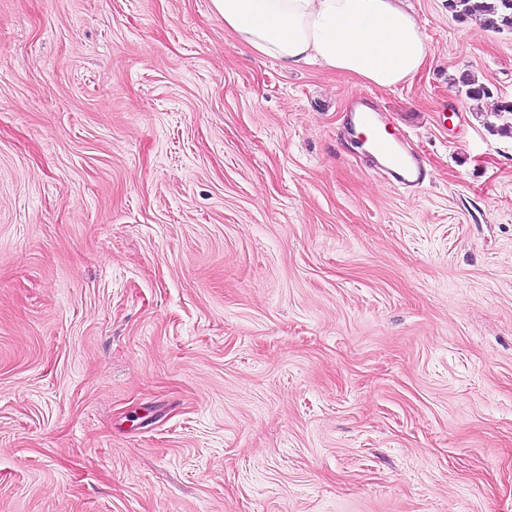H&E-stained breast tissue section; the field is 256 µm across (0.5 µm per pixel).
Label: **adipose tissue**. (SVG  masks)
Returning <instances> with one entry per match:
<instances>
[{"label": "adipose tissue", "mask_w": 512, "mask_h": 512, "mask_svg": "<svg viewBox=\"0 0 512 512\" xmlns=\"http://www.w3.org/2000/svg\"><path fill=\"white\" fill-rule=\"evenodd\" d=\"M225 29L284 69L319 65L379 87L410 82L431 50L404 0H211Z\"/></svg>", "instance_id": "adipose-tissue-1"}]
</instances>
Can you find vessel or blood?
Listing matches in <instances>:
<instances>
[{"label": "vessel or blood", "instance_id": "vessel-or-blood-1", "mask_svg": "<svg viewBox=\"0 0 512 512\" xmlns=\"http://www.w3.org/2000/svg\"><path fill=\"white\" fill-rule=\"evenodd\" d=\"M349 110L357 116L364 130L365 154L368 161H375L377 155L389 157L390 163L384 171L388 179L402 187H419L427 180V170L415 151H404L395 147L392 141L383 137L382 110L373 101L363 96L351 99Z\"/></svg>", "mask_w": 512, "mask_h": 512}]
</instances>
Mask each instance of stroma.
<instances>
[{"instance_id":"stroma-1","label":"stroma","mask_w":512,"mask_h":512,"mask_svg":"<svg viewBox=\"0 0 512 512\" xmlns=\"http://www.w3.org/2000/svg\"><path fill=\"white\" fill-rule=\"evenodd\" d=\"M408 5L380 88L210 0H0V512H512V31ZM349 102V112L352 113L353 123L356 115L363 126L364 145L368 144L365 154L368 161L374 167L382 168L388 179L402 187H420L427 180L426 167L416 151H404L401 147L403 140H386L382 137V112L373 101L365 96H353ZM395 144V145H394ZM398 150L396 149V147ZM386 155L390 159V165H381L374 154Z\"/></svg>"}]
</instances>
